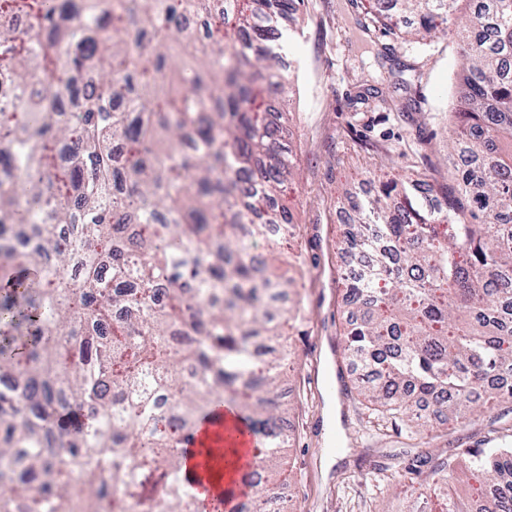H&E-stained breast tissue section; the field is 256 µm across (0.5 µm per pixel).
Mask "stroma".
<instances>
[{"mask_svg":"<svg viewBox=\"0 0 512 512\" xmlns=\"http://www.w3.org/2000/svg\"><path fill=\"white\" fill-rule=\"evenodd\" d=\"M391 32L364 38L348 0H302L287 59L293 91L281 143L295 156L282 203L295 236L288 253L270 257L287 280L279 293L283 345L295 371L280 386L295 432L276 462L282 512H404L423 490L407 471L432 452L454 456L484 441L512 440V398H500L465 421H444L431 432L362 434L368 413L357 396L326 397L325 374L350 379L354 364L340 332L346 318L340 280L344 228L336 219L360 198L354 172L384 163L400 179L443 183L448 118L455 95L461 42L456 35L420 41L394 12Z\"/></svg>","mask_w":512,"mask_h":512,"instance_id":"35a3bbf8","label":"stroma"}]
</instances>
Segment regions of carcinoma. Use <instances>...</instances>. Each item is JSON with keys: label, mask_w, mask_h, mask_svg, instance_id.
Here are the masks:
<instances>
[{"label": "carcinoma", "mask_w": 512, "mask_h": 512, "mask_svg": "<svg viewBox=\"0 0 512 512\" xmlns=\"http://www.w3.org/2000/svg\"><path fill=\"white\" fill-rule=\"evenodd\" d=\"M415 35L448 30L458 0H395ZM473 4L449 117L455 184L446 207L380 182L352 203L345 252L369 261L344 278L345 349L380 371L351 380L378 431L435 398L458 416L512 397V0ZM301 0H0L29 21L0 30V66L23 97L0 110V214L30 245L0 249V512H204L184 443L222 401L265 429L252 449L265 491L235 512H270L285 358L254 357L277 315L271 276L249 252L291 219L278 198L293 162L266 119L284 93L280 19ZM197 20L204 30L198 37ZM93 67L95 86L77 76ZM71 143L66 165L56 145ZM399 200L389 204L392 192ZM180 338L174 348L169 337ZM188 366L206 376L178 388ZM174 391L178 415L162 409ZM482 501L448 497V460L419 455L447 512H512V443L466 452Z\"/></svg>", "instance_id": "1"}]
</instances>
